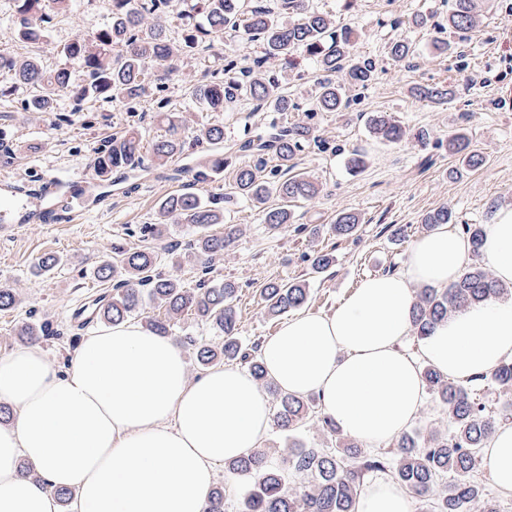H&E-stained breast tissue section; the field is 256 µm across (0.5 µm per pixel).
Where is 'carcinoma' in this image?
Returning a JSON list of instances; mask_svg holds the SVG:
<instances>
[{
  "mask_svg": "<svg viewBox=\"0 0 512 512\" xmlns=\"http://www.w3.org/2000/svg\"><path fill=\"white\" fill-rule=\"evenodd\" d=\"M18 14L17 35L36 43L48 34L50 16L45 0H15ZM170 0H112L111 16L94 26L86 35L66 43L61 54L68 62L53 73L47 72L34 56L0 53V71L13 76L15 83L33 89L28 100L31 112H55L62 95L71 98L79 111L85 101L93 100L109 107L128 106L148 91L164 90L169 65L179 59L193 58L206 44H215L227 32L241 33L262 47V55L254 65L230 75L237 63L228 60L221 68L207 72L204 80L191 87L192 98L204 109L214 112L247 96L257 107L274 112L298 109L288 95V88L267 77L264 64L274 61L289 67L297 51L324 73L312 101L311 112H343L348 99L333 76L341 74L350 85L364 86L374 77L371 64L355 59L350 42L351 31L336 28L333 15L320 11L310 0H277L275 9L257 4L251 10L242 8V0H181L179 13L182 36L172 39L161 23ZM479 22L476 0H453L448 27L467 33ZM416 96L433 104L448 102V89L423 85ZM370 128L378 138L398 143L407 130L384 113L376 114ZM194 139L211 145L224 143V127L202 125L193 130ZM307 126L293 125L275 129L267 137L250 144L259 156L274 155L281 166L295 159L297 152L310 139ZM448 152L461 156L470 169L485 164L484 156L470 148L469 140L457 135L448 140ZM184 153V140L176 125L170 136L153 146L159 162ZM142 164L140 137L130 127L112 136L98 156V172L136 168ZM193 179L205 182L224 171V158L216 155L192 168ZM233 180L239 193L255 207H262L275 193L286 200H311L320 188L299 175L267 181L262 167H239ZM286 208L264 211V222L272 230L291 223ZM193 224L198 235L190 244L186 262L206 264L224 255V249L237 239L236 229L228 227L220 234L210 232L224 223V206L216 196L203 198L194 192L174 193L159 204L157 223L146 224L142 232L153 233L156 224L174 222ZM455 221L453 211L441 207L428 213L422 223L431 228ZM360 223L353 212H341L331 225L332 232L345 237ZM476 262L469 264L460 277L448 287L434 290L422 288L413 308V329L419 339L453 313L470 305L495 300L507 292L498 280L479 262L482 257L486 228L483 224H465ZM158 255L149 249H127L112 246V255L97 266L99 281L112 283V294L96 299L95 319L105 325L120 324L150 302L165 310L162 318L149 321L151 330L159 335L171 333V322L185 312L215 326L223 335L220 346L203 344L197 348V361L207 367L222 360L246 366L257 384L275 395L274 421L285 437H290L314 413L316 398L281 392L267 372L261 358V342L246 344L238 336L234 297L236 285L220 280L203 290L186 287L170 274L158 270ZM309 284L303 280L289 283L271 281L262 289L268 313L280 316L300 309L308 299ZM18 303L16 288L0 284V310H9ZM54 335L48 326L20 327L22 340L36 343ZM422 377L429 394L444 408L448 430L421 437L403 433L392 451H369L346 438L331 418L322 415L318 422L326 434L335 439L327 448H292L283 465L269 461L270 449L257 448L249 454L224 464L225 472L245 481L246 490L236 505V512H355L360 487L369 473L387 472L401 488L411 492L421 503L423 512H473L482 500L481 512H497L485 499V487L475 479L480 450L497 431L501 418L489 411L490 397H506L512 393V360L502 362L492 372L467 383L444 377L429 365L422 368ZM482 396H477V392ZM296 480L289 486L288 479ZM224 489H212L206 512H227Z\"/></svg>",
  "mask_w": 512,
  "mask_h": 512,
  "instance_id": "1",
  "label": "carcinoma"
}]
</instances>
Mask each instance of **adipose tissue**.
I'll use <instances>...</instances> for the list:
<instances>
[{
	"label": "adipose tissue",
	"mask_w": 512,
	"mask_h": 512,
	"mask_svg": "<svg viewBox=\"0 0 512 512\" xmlns=\"http://www.w3.org/2000/svg\"><path fill=\"white\" fill-rule=\"evenodd\" d=\"M484 257L512 286V208L489 225ZM470 260L466 236L436 226L414 241L402 273L363 280L332 312L286 316L262 346L269 377L317 396L353 438L401 435L424 403L421 363L465 383L512 357V299L450 316L425 339L422 360L398 349L413 329L417 287H447ZM0 401L18 411L0 426V512H59L58 488L74 492L75 512H205L216 466L259 447L272 424L249 374L215 366L189 379L171 338L128 322L89 333L62 371L36 345L0 357ZM24 462L42 482L22 473ZM482 467L512 494V426L489 439ZM356 512H411V503L378 478Z\"/></svg>",
	"instance_id": "ef3b65f1"
}]
</instances>
